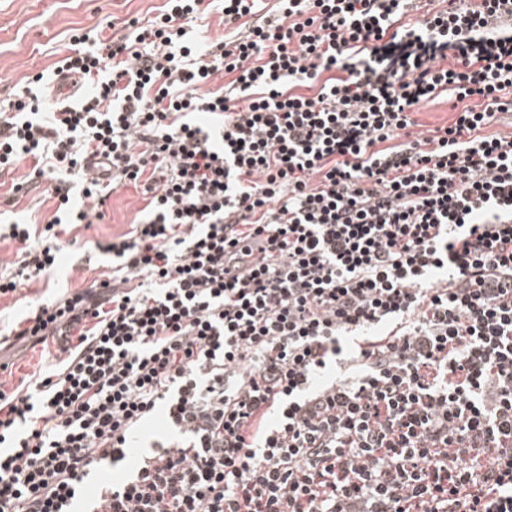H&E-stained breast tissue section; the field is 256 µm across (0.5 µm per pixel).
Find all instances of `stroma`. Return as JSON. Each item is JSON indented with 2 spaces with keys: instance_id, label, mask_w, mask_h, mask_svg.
Returning a JSON list of instances; mask_svg holds the SVG:
<instances>
[{
  "instance_id": "35a3bbf8",
  "label": "stroma",
  "mask_w": 512,
  "mask_h": 512,
  "mask_svg": "<svg viewBox=\"0 0 512 512\" xmlns=\"http://www.w3.org/2000/svg\"><path fill=\"white\" fill-rule=\"evenodd\" d=\"M161 0H0V100L13 94L28 76L50 70L66 55L72 35L111 20H124L160 5ZM29 164L0 177V219L38 225L52 219L56 210L55 182L29 185L16 193L12 184L27 183ZM144 202L134 188H122L105 206L103 220L78 228V242L64 247L53 275L13 294L0 297V325H11L27 311L28 296L51 298L90 287L100 279L110 258L102 244L128 231L140 218ZM46 363L41 350L23 358L0 355V389L12 391L27 382Z\"/></svg>"
}]
</instances>
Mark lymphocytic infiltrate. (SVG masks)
Wrapping results in <instances>:
<instances>
[{"instance_id":"f902f5d3","label":"lymphocytic infiltrate","mask_w":512,"mask_h":512,"mask_svg":"<svg viewBox=\"0 0 512 512\" xmlns=\"http://www.w3.org/2000/svg\"><path fill=\"white\" fill-rule=\"evenodd\" d=\"M260 2L165 0L72 37L77 99L0 101V173L57 182L0 296L145 201L0 336L58 346L0 390V512H512V0ZM455 112L456 110L450 108L445 97L426 103L413 115L421 126L414 127L412 130L415 133H422L423 136L431 135L429 131L451 124L456 117ZM144 206L139 194L133 187L119 189L107 201L105 217L102 221L94 220L88 229L83 226L73 230L72 236L77 235L78 243L71 247L64 244L60 253L55 272L48 279L31 284L29 287L20 286L8 296L0 297V325L7 328L19 320L27 311V298L39 296L42 299L52 298L66 292H75L90 287L95 280L102 279L103 272L110 271V258L103 254L96 244H106L113 237L119 236L130 229V224L140 219L138 210ZM83 256L94 257L90 269ZM29 288V289H27Z\"/></svg>"}]
</instances>
